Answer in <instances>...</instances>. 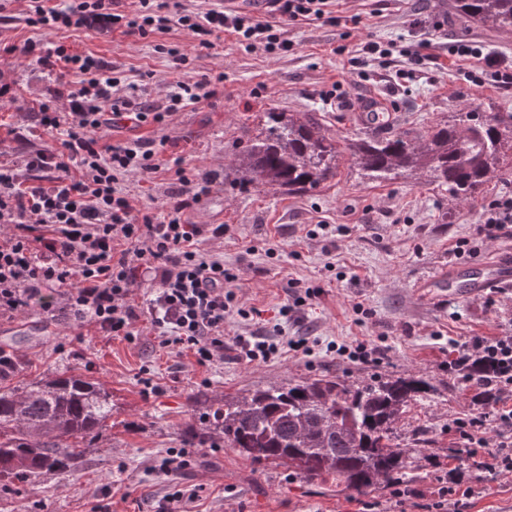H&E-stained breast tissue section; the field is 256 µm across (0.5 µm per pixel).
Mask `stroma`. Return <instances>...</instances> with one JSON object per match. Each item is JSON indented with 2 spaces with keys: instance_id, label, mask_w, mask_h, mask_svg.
<instances>
[{
  "instance_id": "obj_1",
  "label": "stroma",
  "mask_w": 512,
  "mask_h": 512,
  "mask_svg": "<svg viewBox=\"0 0 512 512\" xmlns=\"http://www.w3.org/2000/svg\"><path fill=\"white\" fill-rule=\"evenodd\" d=\"M453 0H340L339 23L283 21L292 48L273 56L245 50L232 35L215 48H200L188 31L124 35L90 22L78 30L46 33L26 21L24 0L0 10V161L22 166L32 151L58 147L37 112L65 83L35 58L3 53L27 41L65 45L92 53L122 72L143 100L164 102L174 83L223 74L217 95L172 114L161 128L146 125L111 131L113 139L137 135L165 139L167 154L188 174L207 178L210 192L186 212L192 224H220L224 238L203 247L236 268V305L263 312L262 322L232 316L225 343L266 333L291 290L313 289L312 300L285 323L288 335L307 339L310 353L285 352L247 364L225 355L207 367L189 354L157 345L148 317L137 323L135 342L110 338L71 316L34 308L0 318V351L22 361L18 381L84 375L112 395V418L87 438L77 467L0 491V512H356L359 494L332 483L308 481L286 464L253 461L230 448H195L191 464L164 472L161 462L186 448L189 435L225 397L248 390L327 375L359 386L371 379L415 376L432 390L397 428V441L412 448L418 492L402 512H427L436 479L453 473L461 488L457 512H512V474L491 477L461 465L433 466L446 456L454 417H478L487 407L473 399L461 375L448 368L449 352L474 337L512 333V287H498L473 301L458 294L431 296L417 284L475 257L511 253L512 236L486 239L478 231L481 210L493 198L512 195V153L479 194L453 200L420 172L376 182L342 154L334 179L301 192L274 191L241 182L236 158L255 139L263 114L310 112L326 135L339 141L406 134L422 139L464 112H511L512 88L475 85L471 63L449 50L475 42L489 55L512 61V29L478 26L457 15ZM370 40L415 45L418 60L395 55L357 62ZM175 47L189 64L177 68L158 44ZM408 71L409 79L398 76ZM137 208L162 211L170 202L166 173L126 178ZM328 230L314 234L315 225ZM466 241L464 254H454ZM367 341L380 350L375 363H353L330 343ZM185 500L172 501L175 491Z\"/></svg>"
}]
</instances>
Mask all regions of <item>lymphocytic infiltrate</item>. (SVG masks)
I'll return each mask as SVG.
<instances>
[{"instance_id": "lymphocytic-infiltrate-1", "label": "lymphocytic infiltrate", "mask_w": 512, "mask_h": 512, "mask_svg": "<svg viewBox=\"0 0 512 512\" xmlns=\"http://www.w3.org/2000/svg\"><path fill=\"white\" fill-rule=\"evenodd\" d=\"M28 22L50 33L80 29L96 19L128 35L164 34L179 27L189 31L199 47L214 48L221 34L230 33L247 47L263 46L280 55L290 50L280 38L276 20L336 23V0H262L264 16L243 8L193 11L182 0H139L134 13L115 11L114 0H67L57 7L49 0H28ZM18 51L38 56L61 74H79L67 99L66 111L43 105L40 123L61 131L54 150H36L24 168L0 163V317L32 306L47 314L72 312L108 336L135 341L142 314L151 317L158 346L172 353L190 352L206 367L224 357V324L233 313L237 279L223 258L206 252L203 239L219 240L224 227L187 223L185 214L207 195V185L190 177L180 159L160 163L156 141L139 137L104 140L103 126L164 124L172 112L213 97L223 75L176 82L165 103L130 96L129 85L114 69L64 46L42 49L25 42ZM170 173L177 189L164 212L137 209L124 189L126 177ZM158 286L138 310L131 302L145 273ZM63 287L54 297L50 287ZM476 356L501 366L495 381L500 405L491 421L454 418L448 431L461 440L467 455L481 461L492 454V473L512 471V445L501 442L489 450L488 427L512 432V336L477 338L457 355L455 369Z\"/></svg>"}]
</instances>
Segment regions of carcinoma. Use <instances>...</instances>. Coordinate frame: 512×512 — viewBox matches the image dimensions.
I'll return each mask as SVG.
<instances>
[{
  "label": "carcinoma",
  "mask_w": 512,
  "mask_h": 512,
  "mask_svg": "<svg viewBox=\"0 0 512 512\" xmlns=\"http://www.w3.org/2000/svg\"><path fill=\"white\" fill-rule=\"evenodd\" d=\"M462 17L490 28H512V0H453ZM261 136L238 154V171L256 187L313 188L336 176L340 144L311 114L264 113ZM419 142L404 134L352 141L346 149L368 175L385 181L403 170L426 171L448 197L472 196L512 151V114L460 115ZM474 397L494 400L496 366L476 359L466 370ZM431 388L424 378L368 382L336 378L269 386L224 398L212 420L189 438L222 437L254 460H278L304 479L332 480L358 494L411 477L409 452L394 444L407 410ZM112 418V396L82 376L0 387V481L27 479L76 465L86 438Z\"/></svg>",
  "instance_id": "cac0c4a2"
}]
</instances>
